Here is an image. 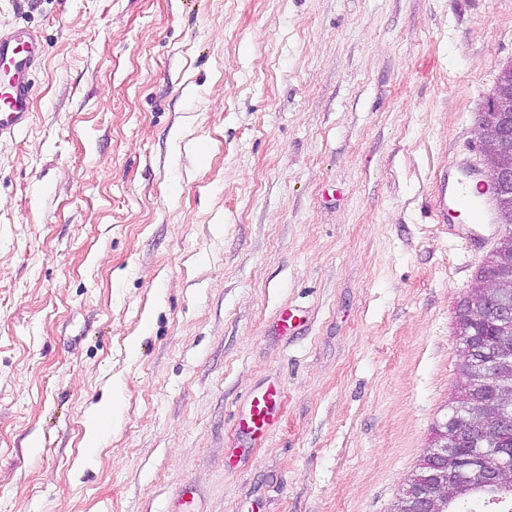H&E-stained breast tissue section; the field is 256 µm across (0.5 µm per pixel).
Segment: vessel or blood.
Returning a JSON list of instances; mask_svg holds the SVG:
<instances>
[{
	"label": "vessel or blood",
	"instance_id": "obj_1",
	"mask_svg": "<svg viewBox=\"0 0 512 512\" xmlns=\"http://www.w3.org/2000/svg\"><path fill=\"white\" fill-rule=\"evenodd\" d=\"M41 42L28 32L0 33V141H6L28 125L33 114V93L23 77L42 56ZM468 209L473 220L455 223L459 209ZM438 223L449 225L453 234L464 243L476 246L483 239V228L498 221L499 202L496 193L486 185L481 169L469 159L452 161L440 180L434 204ZM276 389L263 394H249L243 404L241 428L245 443L258 442L276 428L279 407Z\"/></svg>",
	"mask_w": 512,
	"mask_h": 512
}]
</instances>
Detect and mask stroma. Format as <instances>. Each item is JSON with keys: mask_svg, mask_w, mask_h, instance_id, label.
<instances>
[{"mask_svg": "<svg viewBox=\"0 0 512 512\" xmlns=\"http://www.w3.org/2000/svg\"><path fill=\"white\" fill-rule=\"evenodd\" d=\"M18 30L45 56L0 146V512H393L486 259L433 204L482 156L512 0H0ZM277 397L278 391L274 388L267 389L261 395L251 393L246 397L243 404L244 422H240L244 440L235 449L243 453L252 442L261 441L273 432L279 421Z\"/></svg>", "mask_w": 512, "mask_h": 512, "instance_id": "obj_1", "label": "stroma"}]
</instances>
